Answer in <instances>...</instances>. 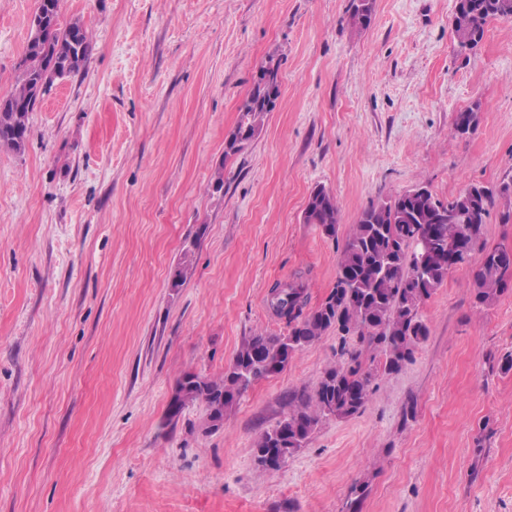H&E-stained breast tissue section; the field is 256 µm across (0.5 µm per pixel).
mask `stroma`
Instances as JSON below:
<instances>
[{"label": "stroma", "mask_w": 512, "mask_h": 512, "mask_svg": "<svg viewBox=\"0 0 512 512\" xmlns=\"http://www.w3.org/2000/svg\"><path fill=\"white\" fill-rule=\"evenodd\" d=\"M351 6L61 0L93 54L32 112L25 152L0 151V512H512V291L476 306L465 268L421 308L413 360L280 467L259 466L253 440L335 361V332L216 432L199 404L165 420L185 373L222 376L244 337L287 333L274 283L305 282L311 309L327 297L371 202L512 179V19L462 55L456 0H375L358 33ZM36 7L0 0V98ZM271 58L277 105L225 159ZM318 185L339 207L333 238L303 221ZM187 248L192 274L171 288Z\"/></svg>", "instance_id": "obj_1"}]
</instances>
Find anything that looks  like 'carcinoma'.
Returning <instances> with one entry per match:
<instances>
[{
    "mask_svg": "<svg viewBox=\"0 0 512 512\" xmlns=\"http://www.w3.org/2000/svg\"><path fill=\"white\" fill-rule=\"evenodd\" d=\"M501 2L460 0L451 26L457 45L476 48L487 25L505 15ZM373 5L374 0H354L349 16L354 31L369 25ZM31 20L45 22L44 28L38 36L29 29L16 86L0 99V148L16 153L25 150L30 115L40 103L37 84H42V94H48L55 80L79 72L94 50L80 22L61 24L60 0H37ZM279 95V64L270 59L239 106V121L224 146V160L242 152L254 139ZM498 202L505 208L504 220L511 221L512 180L495 186L474 184L446 201L430 190L422 194L412 189L371 203L344 240L336 284L327 296L329 307L319 305L307 312L303 282L275 283L270 306L286 320L288 334L257 333L244 338L217 379L184 374L176 383L178 402H169L166 420H176L186 406L198 403L205 409L203 430L218 429L256 381L282 373L300 351L334 330L340 339L336 362L325 368L313 391L292 394L288 415L253 442L260 466L279 467L282 449L295 453L305 447L323 420L360 413L376 378L399 372L428 336L420 308L448 278V255L424 251L414 240L415 226L426 225L434 238L458 237L467 255L480 254L471 270L475 304L490 307L512 290V251L489 247L483 240L485 219ZM304 220L317 225L325 236L336 237L339 208L325 187L312 189ZM191 273L187 250L173 271L171 287H181ZM365 350L375 352L369 363L363 360Z\"/></svg>",
    "mask_w": 512,
    "mask_h": 512,
    "instance_id": "obj_1",
    "label": "carcinoma"
}]
</instances>
